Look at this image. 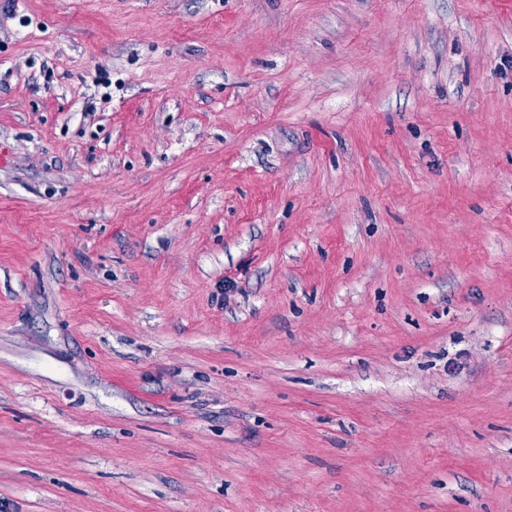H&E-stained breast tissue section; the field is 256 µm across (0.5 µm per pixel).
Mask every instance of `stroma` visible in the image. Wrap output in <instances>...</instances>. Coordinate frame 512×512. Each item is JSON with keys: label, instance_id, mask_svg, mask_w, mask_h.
<instances>
[{"label": "stroma", "instance_id": "1", "mask_svg": "<svg viewBox=\"0 0 512 512\" xmlns=\"http://www.w3.org/2000/svg\"><path fill=\"white\" fill-rule=\"evenodd\" d=\"M0 512H512V0H0Z\"/></svg>", "mask_w": 512, "mask_h": 512}]
</instances>
